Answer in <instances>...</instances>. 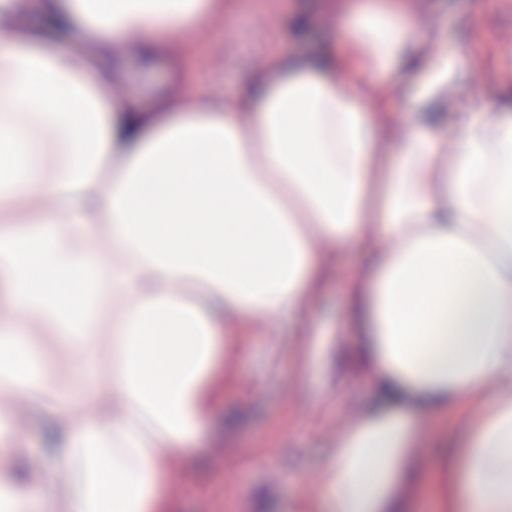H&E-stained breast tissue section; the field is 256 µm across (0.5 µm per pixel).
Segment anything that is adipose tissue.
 <instances>
[{"label":"adipose tissue","instance_id":"adipose-tissue-1","mask_svg":"<svg viewBox=\"0 0 512 512\" xmlns=\"http://www.w3.org/2000/svg\"><path fill=\"white\" fill-rule=\"evenodd\" d=\"M328 8L321 57L266 56L224 98L176 52L145 108L85 43L148 60L224 0H0V381L44 439L0 416V512H176L169 464L210 453L236 326L310 325L343 249L361 255L343 326L385 405L337 436L320 512H410L414 450L451 410L439 512H512V106L467 111L464 58L408 0ZM34 14L78 45L48 47ZM38 326L85 355L66 389ZM36 349L42 355L45 365L54 370L59 364L60 352L56 336H37L34 341Z\"/></svg>","mask_w":512,"mask_h":512}]
</instances>
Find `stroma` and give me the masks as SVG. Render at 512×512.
<instances>
[{
    "instance_id": "stroma-1",
    "label": "stroma",
    "mask_w": 512,
    "mask_h": 512,
    "mask_svg": "<svg viewBox=\"0 0 512 512\" xmlns=\"http://www.w3.org/2000/svg\"><path fill=\"white\" fill-rule=\"evenodd\" d=\"M422 16L444 43L480 61L464 79L469 111L512 98V0H430ZM333 28L322 0H236L223 26L199 29L190 41L206 53L201 81L231 97L269 52L316 54ZM114 69V92L146 107L172 87L164 53L147 68L131 49ZM359 260L356 250L343 253L307 334L282 316L274 341L247 337L209 435L208 468L170 463L178 512H312L337 430L374 398L352 364L336 361L354 343L336 325L347 313L342 274Z\"/></svg>"
}]
</instances>
